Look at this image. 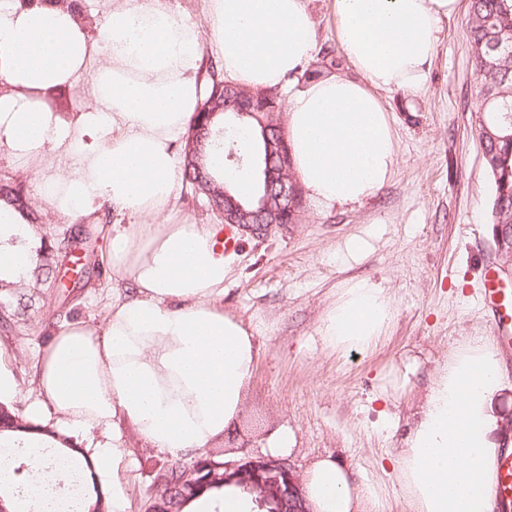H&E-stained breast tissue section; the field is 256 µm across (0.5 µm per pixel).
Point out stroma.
Returning a JSON list of instances; mask_svg holds the SVG:
<instances>
[{
	"mask_svg": "<svg viewBox=\"0 0 512 512\" xmlns=\"http://www.w3.org/2000/svg\"><path fill=\"white\" fill-rule=\"evenodd\" d=\"M469 0L442 20L426 78L419 90L385 91L397 143L391 179L363 202L325 207L305 199L302 220L264 238L244 233L224 277V311L250 325L258 360L234 432L246 448L217 439L216 460L269 457L274 432L291 434L288 463L306 479L312 461L327 456L353 467L359 487L374 490L367 512H410L390 459L415 422L432 378L449 349L491 326L479 296L481 266L498 261L491 223V181L470 117L481 104L466 27ZM109 55L67 83L58 107L67 117L96 111L94 86ZM24 184L37 217L38 238L62 240L72 228L45 200L31 169L0 146V180ZM93 257L77 289L0 288V367L10 370L19 393L12 403L25 414L36 391L34 363L54 329L81 318L100 326L111 297L105 257L114 225L125 218L100 204L83 216ZM362 249L352 252L353 242ZM367 279L391 296L395 317L376 347L364 353L325 348L319 328L347 281ZM419 368L400 388L394 369ZM125 469L102 479L120 485L127 512H145L160 489L159 477L185 460L158 450L127 422L116 426Z\"/></svg>",
	"mask_w": 512,
	"mask_h": 512,
	"instance_id": "1",
	"label": "stroma"
}]
</instances>
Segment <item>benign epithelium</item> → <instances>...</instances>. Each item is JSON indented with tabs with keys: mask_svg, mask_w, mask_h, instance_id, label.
<instances>
[{
	"mask_svg": "<svg viewBox=\"0 0 512 512\" xmlns=\"http://www.w3.org/2000/svg\"><path fill=\"white\" fill-rule=\"evenodd\" d=\"M273 93L267 90H243L233 83L224 85V106L204 114L203 120L190 131L188 162L199 164L200 151L211 137L210 126L219 111L244 114L240 103L249 98L253 101L270 99ZM264 136L265 156L268 167L264 170L265 185L262 195L253 209L224 194V207L216 214L224 224H233L239 230L260 237L277 227L297 222L303 208V189L295 177L289 147L276 113L256 111L250 113ZM224 483L241 484L258 491L272 504L269 512H312L300 489L297 478L288 462L282 459L259 457L238 462H225Z\"/></svg>",
	"mask_w": 512,
	"mask_h": 512,
	"instance_id": "7a95c632",
	"label": "benign epithelium"
}]
</instances>
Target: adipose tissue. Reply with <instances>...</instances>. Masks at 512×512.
I'll return each mask as SVG.
<instances>
[{"label": "adipose tissue", "mask_w": 512, "mask_h": 512, "mask_svg": "<svg viewBox=\"0 0 512 512\" xmlns=\"http://www.w3.org/2000/svg\"><path fill=\"white\" fill-rule=\"evenodd\" d=\"M459 0H332L335 35L354 74H332L288 96L286 137L304 192L332 207L366 200L391 178L392 119L380 94L418 90L439 25ZM216 37L165 0H112L105 29L111 83H98L99 113L58 124L39 104L46 88L84 71L94 44L70 14L0 6V144L43 168L67 146L62 182L46 195L74 218L108 201L128 224L113 236L112 297L103 329L84 320L56 328L36 357L37 396L26 421L56 414L60 433L103 437L98 476L117 473L116 420L148 444L198 456L234 424L257 362L251 329L225 314L224 256L215 224H194L178 206L185 137L202 97V49L250 89L284 86L316 53L307 0H207ZM36 233L0 211V282L30 276ZM394 318L390 296L366 279L347 283L320 326L323 343L366 351ZM504 385L498 352L483 336L452 351L394 463L414 512H493L490 464L499 427L490 410ZM314 512H364L366 494L335 460L315 461L304 485Z\"/></svg>", "instance_id": "obj_1"}]
</instances>
